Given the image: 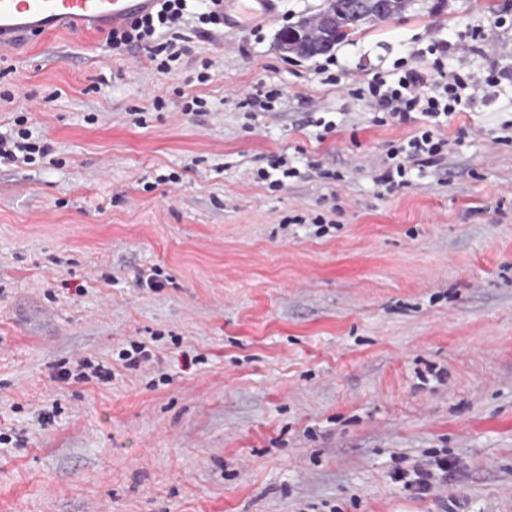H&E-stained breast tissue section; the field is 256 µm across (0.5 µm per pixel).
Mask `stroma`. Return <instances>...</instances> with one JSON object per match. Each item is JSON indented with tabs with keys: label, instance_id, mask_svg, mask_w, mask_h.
<instances>
[{
	"label": "stroma",
	"instance_id": "obj_1",
	"mask_svg": "<svg viewBox=\"0 0 512 512\" xmlns=\"http://www.w3.org/2000/svg\"><path fill=\"white\" fill-rule=\"evenodd\" d=\"M324 4L276 0L253 32L191 0L169 74L104 27L0 48V131L24 111L53 145L0 165V512H512V0H410L286 57L279 32ZM475 25L443 63L495 65V97L385 191L410 129L344 84ZM259 87L281 96L254 115ZM279 154L300 175L271 191ZM140 342L151 362L122 368ZM86 360L111 381L58 380ZM417 468L421 497L393 480Z\"/></svg>",
	"mask_w": 512,
	"mask_h": 512
}]
</instances>
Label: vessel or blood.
<instances>
[{"mask_svg":"<svg viewBox=\"0 0 512 512\" xmlns=\"http://www.w3.org/2000/svg\"><path fill=\"white\" fill-rule=\"evenodd\" d=\"M153 5V0H0V47L20 36L30 39L54 32L66 23L82 31L103 21L117 27ZM217 8L228 17H262L272 12L274 0H219Z\"/></svg>","mask_w":512,"mask_h":512,"instance_id":"1","label":"vessel or blood"}]
</instances>
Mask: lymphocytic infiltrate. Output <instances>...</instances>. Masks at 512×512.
<instances>
[{
	"label": "lymphocytic infiltrate",
	"mask_w": 512,
	"mask_h": 512,
	"mask_svg": "<svg viewBox=\"0 0 512 512\" xmlns=\"http://www.w3.org/2000/svg\"><path fill=\"white\" fill-rule=\"evenodd\" d=\"M186 11L187 0H158L154 10L111 29L108 40L116 49L134 46L145 50L158 72H168L170 61L182 53L181 28ZM497 82L498 72L492 65L464 76L437 64L430 68L419 65L390 85L383 76H374L368 91L378 124L392 118L412 127L403 142L388 150V160L380 167L377 182L391 188L404 187L412 171L440 167L446 160L448 142L438 137V128L453 114L484 100ZM27 122V117H16L13 129L0 133L1 159L30 164L51 154V144L35 137Z\"/></svg>",
	"instance_id": "obj_1"
}]
</instances>
